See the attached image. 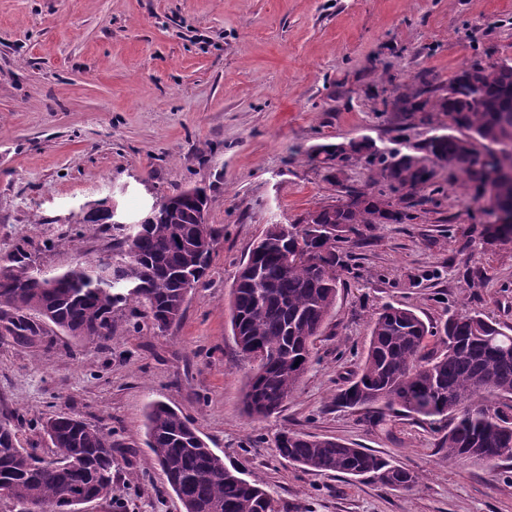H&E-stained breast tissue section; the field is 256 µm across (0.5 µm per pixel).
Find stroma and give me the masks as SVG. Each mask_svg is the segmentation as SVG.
Here are the masks:
<instances>
[{"label":"stroma","mask_w":512,"mask_h":512,"mask_svg":"<svg viewBox=\"0 0 512 512\" xmlns=\"http://www.w3.org/2000/svg\"><path fill=\"white\" fill-rule=\"evenodd\" d=\"M512 57V0H0V266L23 251L47 274L110 255L120 232L87 224L112 199L126 221L195 185L217 232L204 287L182 319L153 328L118 313L110 342L47 327L23 344L0 331V418L49 460L41 424L75 415L112 436V497L85 512H183L146 446L151 402L181 409L230 469L261 477L276 512H512V460H446L433 425L337 406L370 324L386 303L436 323L481 313L512 327V243L481 241L482 216L460 173L418 189L410 220L365 229L310 367L283 411H244L254 364L230 325L231 289L251 243L361 188L307 157L321 143L369 136L391 146L389 84L421 71L448 82L486 45ZM292 430L365 448L419 474L408 490L302 470L275 452Z\"/></svg>","instance_id":"35a3bbf8"}]
</instances>
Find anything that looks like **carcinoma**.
<instances>
[{"instance_id":"1","label":"carcinoma","mask_w":512,"mask_h":512,"mask_svg":"<svg viewBox=\"0 0 512 512\" xmlns=\"http://www.w3.org/2000/svg\"><path fill=\"white\" fill-rule=\"evenodd\" d=\"M475 58L446 84H436L425 71L401 86L392 105L401 119L426 112L419 89L440 93L432 111L448 118L429 131L421 149L429 151L471 184L473 200H482L484 172L481 157L486 143L512 139V58L487 62ZM359 162L373 179L363 188L365 199L350 201L351 191L315 210L314 223L270 224L252 243L233 288L232 332L241 353H267L257 363L243 393L247 415L265 419L282 411L306 372L311 346L336 305L340 276L322 277L317 268L288 261L287 254L319 248L320 261L348 268L351 254L341 244H357L363 229L373 224H401L410 219L402 204L406 189L432 183L434 171L408 161L394 162L397 149L378 151L366 138L356 144ZM324 169L333 172L336 152L329 144L314 147ZM315 155V156H317ZM309 155V159H315ZM199 197L169 196L172 208L157 221L134 229L135 237L119 240L112 252L110 278L102 280L83 261L56 274L50 288L31 278L27 255L13 259L10 277L0 279V302L24 316L13 336L27 343L41 334L47 321L69 336L86 331L98 343L112 339L114 313L129 303L143 307L160 330L168 316L180 312V279L189 273L203 285L212 252L202 241L216 240L209 224L196 223L197 204L208 205L202 187ZM394 195L391 210L376 215L373 200ZM482 236L489 243L512 241V222L500 223L484 211ZM439 338L441 348L425 350L427 337ZM512 401V333L478 314L451 315L440 326L425 322L414 310L386 304L372 321L369 344L359 372L336 394L344 407L374 414L415 415L433 421L451 418L441 439L445 458L490 465L503 459L499 449L512 447V427L500 409ZM44 433L55 446L56 462L80 452L86 467L70 470L42 466L41 458L18 444L13 426H0V477L11 483L10 500L36 503L44 512H74L67 496L75 491L106 500L112 494V442L104 433L77 417L48 419ZM146 437L155 462L184 505L185 512H274L259 478L245 479L224 466L208 448L187 416L162 402L146 412ZM282 459L312 472L368 476L392 489H409L413 472L364 448L301 432H284L275 440Z\"/></svg>"}]
</instances>
